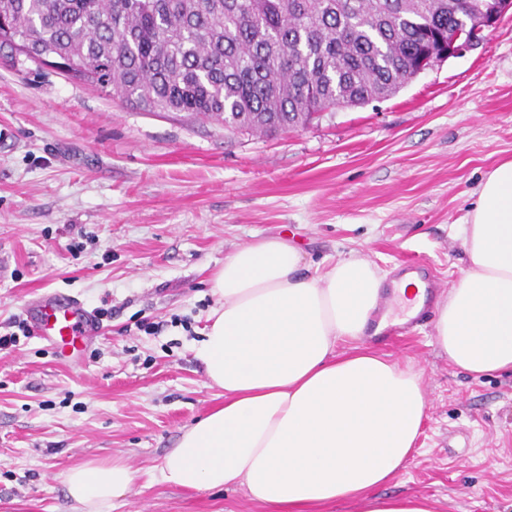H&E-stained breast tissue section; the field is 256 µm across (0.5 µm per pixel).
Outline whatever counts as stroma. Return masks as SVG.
I'll return each mask as SVG.
<instances>
[{
    "label": "stroma",
    "instance_id": "35a3bbf8",
    "mask_svg": "<svg viewBox=\"0 0 512 512\" xmlns=\"http://www.w3.org/2000/svg\"><path fill=\"white\" fill-rule=\"evenodd\" d=\"M506 160L511 13L395 96L271 136L146 112L1 49L0 335L47 291L112 314L77 360L33 335L0 352V512H70L66 471L115 458L137 480L112 512H263L240 486L154 477L181 432L224 402L195 356L211 270L279 236L313 266L353 251L392 274L427 262L447 295L473 193ZM367 342L420 372L429 400L381 494L512 512V373L458 370L429 317Z\"/></svg>",
    "mask_w": 512,
    "mask_h": 512
}]
</instances>
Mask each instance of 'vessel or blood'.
<instances>
[{"instance_id":"obj_1","label":"vessel or blood","mask_w":512,"mask_h":512,"mask_svg":"<svg viewBox=\"0 0 512 512\" xmlns=\"http://www.w3.org/2000/svg\"><path fill=\"white\" fill-rule=\"evenodd\" d=\"M30 318L37 336L65 358L80 354L99 332L91 313L75 298L56 291L43 293L31 303Z\"/></svg>"}]
</instances>
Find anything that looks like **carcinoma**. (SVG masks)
Wrapping results in <instances>:
<instances>
[{"label":"carcinoma","instance_id":"carcinoma-1","mask_svg":"<svg viewBox=\"0 0 512 512\" xmlns=\"http://www.w3.org/2000/svg\"><path fill=\"white\" fill-rule=\"evenodd\" d=\"M482 0H0V47L147 112L274 134L396 94Z\"/></svg>","mask_w":512,"mask_h":512}]
</instances>
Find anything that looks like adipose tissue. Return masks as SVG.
<instances>
[{"instance_id":"ef3b65f1","label":"adipose tissue","mask_w":512,"mask_h":512,"mask_svg":"<svg viewBox=\"0 0 512 512\" xmlns=\"http://www.w3.org/2000/svg\"><path fill=\"white\" fill-rule=\"evenodd\" d=\"M476 195L459 277L436 308V341L466 373L512 372V160L486 173ZM209 284L215 304L196 355L224 404L182 431L158 466L162 483L241 486L264 512L348 500L364 512H439L428 497L373 494L413 452L428 399L421 373L364 338L386 287L418 312L420 279L388 283L354 253L313 273L287 239L269 238L225 255ZM135 479L118 459L72 467L71 512H112Z\"/></svg>"}]
</instances>
